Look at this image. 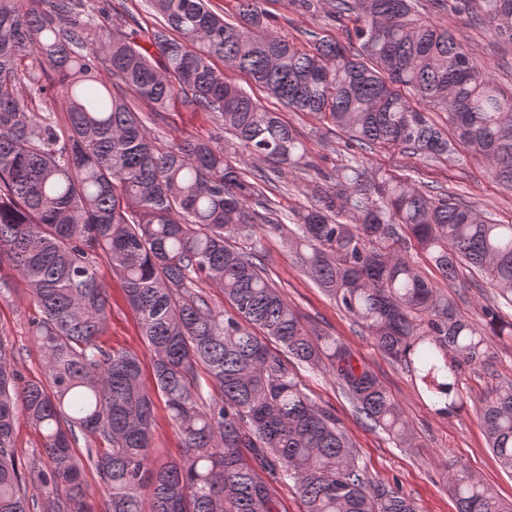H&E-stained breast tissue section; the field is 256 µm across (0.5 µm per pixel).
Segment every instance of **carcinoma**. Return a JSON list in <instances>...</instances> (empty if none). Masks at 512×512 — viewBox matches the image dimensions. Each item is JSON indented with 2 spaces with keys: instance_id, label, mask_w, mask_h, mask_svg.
I'll return each mask as SVG.
<instances>
[{
  "instance_id": "carcinoma-1",
  "label": "carcinoma",
  "mask_w": 512,
  "mask_h": 512,
  "mask_svg": "<svg viewBox=\"0 0 512 512\" xmlns=\"http://www.w3.org/2000/svg\"><path fill=\"white\" fill-rule=\"evenodd\" d=\"M0 0V267L30 289L44 379L21 381L0 338V512H92L95 468L106 512H277L271 483L292 481L303 512H419L399 489L369 481L336 416L321 407L274 342L336 379L363 421L409 442L399 405L336 337L307 325L253 245L258 230L296 226L289 250L312 281L385 355L410 368L435 411L467 400L460 366L492 367L494 336H512V224L464 197L369 168L389 147L450 162L464 151L512 192V90L419 0H334L347 42L307 44L270 28L261 0L233 20L208 0H150L161 23L142 42L77 10L76 0ZM457 18L512 45V0H454ZM246 75L293 112L331 124L346 163L319 168L277 113L217 69ZM48 63L50 71L36 68ZM118 80L101 92L96 78ZM26 81L29 98L17 93ZM66 101V133L34 111ZM182 105L210 112L224 143L168 139L146 121ZM443 111L450 130L429 113ZM265 166L251 171L243 159ZM309 176L306 202L275 199L284 174ZM425 253L444 280L461 269L495 289L476 324L402 255ZM102 260L124 282L153 359L155 387L182 442L179 459L150 451L153 398L138 356L99 341L110 318ZM230 305H211L199 286ZM219 398L206 399L200 373ZM41 436L37 481L17 463L18 416ZM489 448L512 474V381L480 407ZM86 459L74 451L79 439ZM457 512H512L464 466H446ZM266 473L263 480L260 473ZM150 488V498L143 489Z\"/></svg>"
}]
</instances>
